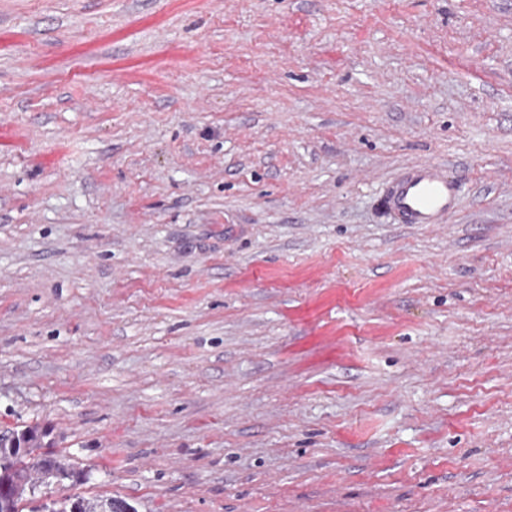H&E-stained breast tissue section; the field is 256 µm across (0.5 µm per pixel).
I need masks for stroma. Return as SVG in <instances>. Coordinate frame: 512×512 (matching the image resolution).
Segmentation results:
<instances>
[{
	"label": "stroma",
	"instance_id": "stroma-1",
	"mask_svg": "<svg viewBox=\"0 0 512 512\" xmlns=\"http://www.w3.org/2000/svg\"><path fill=\"white\" fill-rule=\"evenodd\" d=\"M462 180L445 224L386 181ZM139 512H512V0H0V431ZM459 182L448 169L422 163L402 170L381 191V203L395 224H445L458 208Z\"/></svg>",
	"mask_w": 512,
	"mask_h": 512
}]
</instances>
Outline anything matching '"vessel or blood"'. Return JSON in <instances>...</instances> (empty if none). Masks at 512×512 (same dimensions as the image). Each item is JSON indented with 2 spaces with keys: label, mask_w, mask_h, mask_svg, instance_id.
Instances as JSON below:
<instances>
[{
  "label": "vessel or blood",
  "mask_w": 512,
  "mask_h": 512,
  "mask_svg": "<svg viewBox=\"0 0 512 512\" xmlns=\"http://www.w3.org/2000/svg\"><path fill=\"white\" fill-rule=\"evenodd\" d=\"M459 182L446 167L422 163L402 170L381 191V203L397 224H444L458 208Z\"/></svg>",
  "instance_id": "b4317fda"
}]
</instances>
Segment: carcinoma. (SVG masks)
Segmentation results:
<instances>
[{
  "label": "carcinoma",
  "instance_id": "carcinoma-1",
  "mask_svg": "<svg viewBox=\"0 0 512 512\" xmlns=\"http://www.w3.org/2000/svg\"><path fill=\"white\" fill-rule=\"evenodd\" d=\"M46 433L36 427L0 432V512H22L20 504L35 496L37 487L74 477L75 472L56 457L47 460L54 466L40 467ZM125 503L120 497L69 496L40 505L41 512H111Z\"/></svg>",
  "mask_w": 512,
  "mask_h": 512
}]
</instances>
